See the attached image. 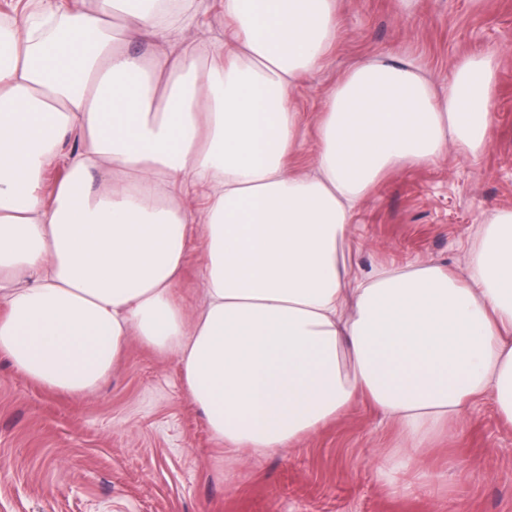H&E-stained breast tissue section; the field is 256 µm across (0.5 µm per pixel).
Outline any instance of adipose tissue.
Returning <instances> with one entry per match:
<instances>
[{"label": "adipose tissue", "instance_id": "obj_1", "mask_svg": "<svg viewBox=\"0 0 512 512\" xmlns=\"http://www.w3.org/2000/svg\"><path fill=\"white\" fill-rule=\"evenodd\" d=\"M339 6L224 0L217 66L180 45L185 0H35L0 23V357L84 394L138 337L175 358L209 432L256 458L361 400L401 431L404 472L477 400L512 422V207L487 211L459 274L430 260L361 272L344 251L385 171L451 148L480 158L495 58H460L442 88L413 57L361 59L298 170L291 99L333 49ZM196 241L190 315L172 289Z\"/></svg>", "mask_w": 512, "mask_h": 512}]
</instances>
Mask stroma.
I'll return each instance as SVG.
<instances>
[{
    "label": "stroma",
    "instance_id": "35a3bbf8",
    "mask_svg": "<svg viewBox=\"0 0 512 512\" xmlns=\"http://www.w3.org/2000/svg\"><path fill=\"white\" fill-rule=\"evenodd\" d=\"M417 58L447 84L465 56L495 54L496 112L479 162L441 160L383 175L356 214L354 269L431 260L464 268L484 212L512 207V0H343L336 46L294 93L309 167L324 96L364 56ZM201 250L174 288L202 303ZM398 430L360 403L293 448L249 459L224 451L181 388L174 358L130 338L92 393L64 395L0 358V512H512V422L493 403L441 431L418 463L428 485L396 491L381 460Z\"/></svg>",
    "mask_w": 512,
    "mask_h": 512
}]
</instances>
